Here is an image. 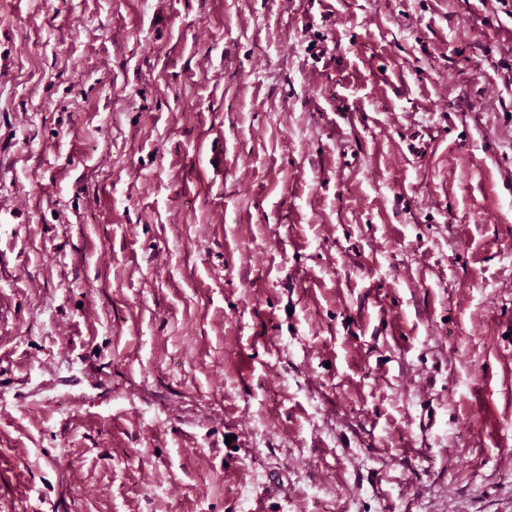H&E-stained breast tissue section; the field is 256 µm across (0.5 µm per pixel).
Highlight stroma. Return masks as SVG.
Returning a JSON list of instances; mask_svg holds the SVG:
<instances>
[{"mask_svg":"<svg viewBox=\"0 0 512 512\" xmlns=\"http://www.w3.org/2000/svg\"><path fill=\"white\" fill-rule=\"evenodd\" d=\"M0 512H512V0H0Z\"/></svg>","mask_w":512,"mask_h":512,"instance_id":"stroma-1","label":"stroma"}]
</instances>
